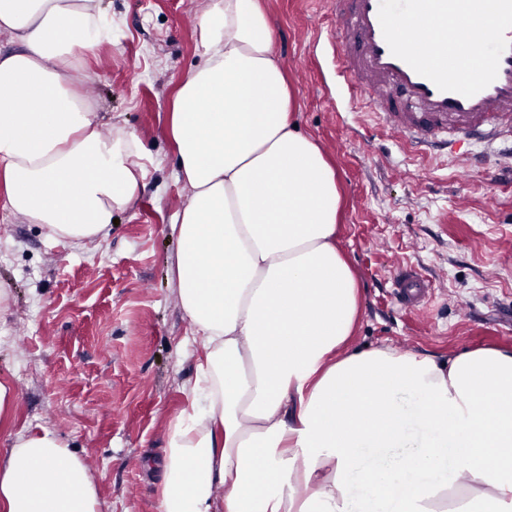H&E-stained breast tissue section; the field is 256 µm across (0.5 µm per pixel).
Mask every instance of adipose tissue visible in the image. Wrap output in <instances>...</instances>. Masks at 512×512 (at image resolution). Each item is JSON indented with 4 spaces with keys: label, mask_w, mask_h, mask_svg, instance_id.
<instances>
[{
    "label": "adipose tissue",
    "mask_w": 512,
    "mask_h": 512,
    "mask_svg": "<svg viewBox=\"0 0 512 512\" xmlns=\"http://www.w3.org/2000/svg\"><path fill=\"white\" fill-rule=\"evenodd\" d=\"M102 0H0V211L49 238L105 236L139 197L137 136L103 133L86 59ZM168 135L189 190L172 230L200 355L158 512H512V350L351 352L359 307L340 194L295 103L261 0H215ZM495 481H487V474ZM0 512H100L53 432L0 454Z\"/></svg>",
    "instance_id": "1"
}]
</instances>
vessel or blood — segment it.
Wrapping results in <instances>:
<instances>
[{
	"mask_svg": "<svg viewBox=\"0 0 512 512\" xmlns=\"http://www.w3.org/2000/svg\"><path fill=\"white\" fill-rule=\"evenodd\" d=\"M329 40L349 91L409 149L451 138L512 158V0H330ZM427 290L407 271L395 296Z\"/></svg>",
	"mask_w": 512,
	"mask_h": 512,
	"instance_id": "obj_1",
	"label": "vessel or blood"
}]
</instances>
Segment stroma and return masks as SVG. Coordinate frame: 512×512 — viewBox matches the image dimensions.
Instances as JSON below:
<instances>
[{"label": "stroma", "instance_id": "stroma-1", "mask_svg": "<svg viewBox=\"0 0 512 512\" xmlns=\"http://www.w3.org/2000/svg\"><path fill=\"white\" fill-rule=\"evenodd\" d=\"M214 0H103L113 40L87 58L106 125L136 133L147 175L138 200L95 242L49 239L0 214V380L16 393L0 452L23 429L52 431L88 466L102 512H157L169 426L197 354L172 271L171 230L188 191L167 134L178 83L204 62L200 16ZM328 0H263L294 115L336 170L339 244L359 286L349 349L450 357L512 348V179L469 153L406 150L379 117L350 106L328 38ZM430 294L402 306L401 269Z\"/></svg>", "mask_w": 512, "mask_h": 512}]
</instances>
